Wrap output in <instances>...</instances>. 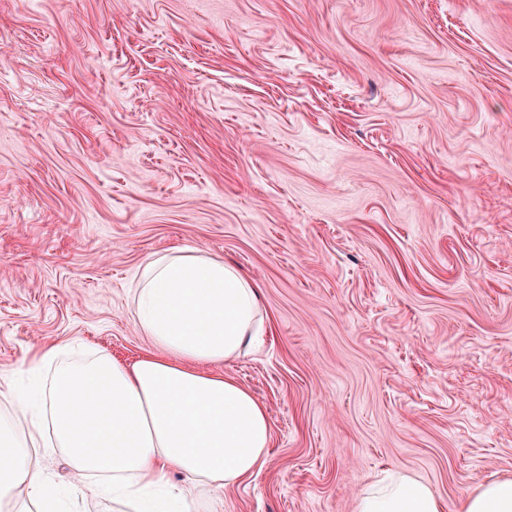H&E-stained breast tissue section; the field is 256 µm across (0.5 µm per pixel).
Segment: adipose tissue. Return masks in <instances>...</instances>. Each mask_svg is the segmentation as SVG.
I'll return each mask as SVG.
<instances>
[{"label":"adipose tissue","instance_id":"1","mask_svg":"<svg viewBox=\"0 0 512 512\" xmlns=\"http://www.w3.org/2000/svg\"><path fill=\"white\" fill-rule=\"evenodd\" d=\"M132 304L150 344L133 363L100 350L68 361L55 346L30 365L49 370V383L0 388V512H63L45 466L57 449L81 498L112 501L118 512H186L197 486L211 494L209 512H224L225 490L266 465V405L216 371L258 344V285L180 248L141 266ZM357 512H443V503L427 482L393 470L360 493ZM462 512H512V478L467 494Z\"/></svg>","mask_w":512,"mask_h":512}]
</instances>
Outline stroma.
Listing matches in <instances>:
<instances>
[{
	"instance_id": "35a3bbf8",
	"label": "stroma",
	"mask_w": 512,
	"mask_h": 512,
	"mask_svg": "<svg viewBox=\"0 0 512 512\" xmlns=\"http://www.w3.org/2000/svg\"><path fill=\"white\" fill-rule=\"evenodd\" d=\"M182 246L263 294L221 372L271 448L224 512L512 478V0H0V384L139 358L136 273Z\"/></svg>"
}]
</instances>
